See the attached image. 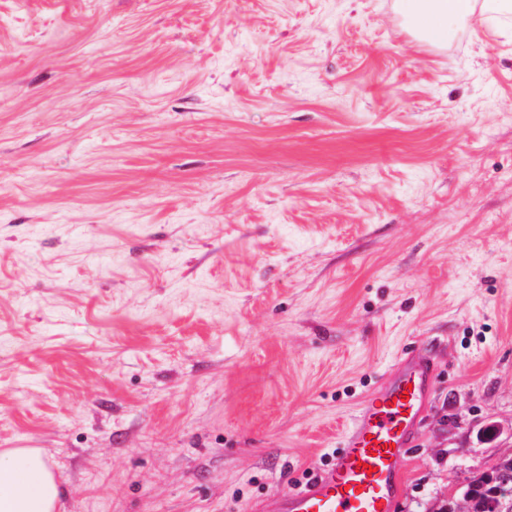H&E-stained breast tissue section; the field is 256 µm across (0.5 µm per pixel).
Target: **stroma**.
Segmentation results:
<instances>
[{
	"label": "stroma",
	"mask_w": 512,
	"mask_h": 512,
	"mask_svg": "<svg viewBox=\"0 0 512 512\" xmlns=\"http://www.w3.org/2000/svg\"><path fill=\"white\" fill-rule=\"evenodd\" d=\"M0 34V450L61 512H260L404 351L438 371L395 512L512 454V15L0 0ZM474 0H400L404 16L431 44L448 40V23L475 11Z\"/></svg>",
	"instance_id": "obj_1"
}]
</instances>
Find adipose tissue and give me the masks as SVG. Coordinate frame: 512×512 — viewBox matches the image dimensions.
Segmentation results:
<instances>
[{"label": "adipose tissue", "instance_id": "ef3b65f1", "mask_svg": "<svg viewBox=\"0 0 512 512\" xmlns=\"http://www.w3.org/2000/svg\"><path fill=\"white\" fill-rule=\"evenodd\" d=\"M425 41L448 39L450 21L471 15L475 0H399ZM61 489L53 465L37 449L0 451V512H58Z\"/></svg>", "mask_w": 512, "mask_h": 512}]
</instances>
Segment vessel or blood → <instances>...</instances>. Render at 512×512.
<instances>
[{"mask_svg":"<svg viewBox=\"0 0 512 512\" xmlns=\"http://www.w3.org/2000/svg\"><path fill=\"white\" fill-rule=\"evenodd\" d=\"M435 380L429 355L400 357L353 415L327 468L303 487L281 491L271 512H393L403 486L400 464Z\"/></svg>","mask_w":512,"mask_h":512,"instance_id":"1","label":"vessel or blood"}]
</instances>
